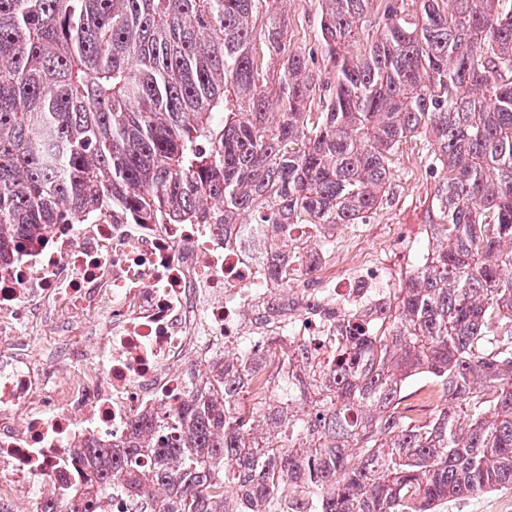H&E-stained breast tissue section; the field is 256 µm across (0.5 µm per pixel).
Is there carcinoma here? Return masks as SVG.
I'll use <instances>...</instances> for the list:
<instances>
[{"mask_svg":"<svg viewBox=\"0 0 512 512\" xmlns=\"http://www.w3.org/2000/svg\"><path fill=\"white\" fill-rule=\"evenodd\" d=\"M285 0H0V263L53 224L249 214L267 274H311L322 228L380 207L392 157L433 150L436 247L337 335L224 354L179 408L80 454L82 494L35 512H435L512 485V9L322 0L324 77ZM319 96L321 110L307 104ZM426 373L444 403L415 417ZM429 389H433L431 380L426 375H420L408 382L405 394L408 395L407 402L414 406V413L419 418H426L439 405L436 397L433 400H427L422 397L423 393Z\"/></svg>","mask_w":512,"mask_h":512,"instance_id":"1","label":"carcinoma"}]
</instances>
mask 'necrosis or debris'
Listing matches in <instances>:
<instances>
[{
    "mask_svg": "<svg viewBox=\"0 0 512 512\" xmlns=\"http://www.w3.org/2000/svg\"><path fill=\"white\" fill-rule=\"evenodd\" d=\"M246 224L53 225L23 262L0 265V512L19 494L61 498L86 478L77 451L124 438L133 419L181 406L201 368L250 336L319 338L322 311L380 306V268L282 304L296 276L246 260ZM57 337L41 364L20 342Z\"/></svg>",
    "mask_w": 512,
    "mask_h": 512,
    "instance_id": "1",
    "label": "necrosis or debris"
}]
</instances>
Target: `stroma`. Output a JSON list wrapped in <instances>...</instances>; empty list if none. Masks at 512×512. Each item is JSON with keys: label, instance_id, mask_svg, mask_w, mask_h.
<instances>
[{"label": "stroma", "instance_id": "35a3bbf8", "mask_svg": "<svg viewBox=\"0 0 512 512\" xmlns=\"http://www.w3.org/2000/svg\"><path fill=\"white\" fill-rule=\"evenodd\" d=\"M287 40L291 48L317 44L320 0H286ZM432 150L427 138L418 136L403 144L393 158L389 187L383 203L366 223L346 224L336 230V264L356 267L378 260L387 294L400 288L428 251V206L434 179L425 171ZM440 512H512V489L451 499Z\"/></svg>", "mask_w": 512, "mask_h": 512}]
</instances>
